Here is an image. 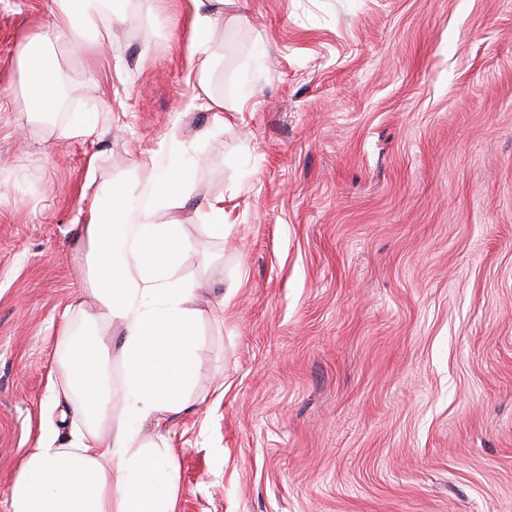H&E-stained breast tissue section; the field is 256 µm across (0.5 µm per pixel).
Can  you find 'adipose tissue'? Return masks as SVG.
I'll use <instances>...</instances> for the list:
<instances>
[{
  "label": "adipose tissue",
  "instance_id": "ef3b65f1",
  "mask_svg": "<svg viewBox=\"0 0 512 512\" xmlns=\"http://www.w3.org/2000/svg\"><path fill=\"white\" fill-rule=\"evenodd\" d=\"M188 67L203 80L208 69L214 14L211 0H193ZM88 0H57L53 25L28 38L20 61L28 79V114L37 116L58 97L48 49L90 26ZM139 182L152 191L147 205L129 209V190L94 191L79 246L84 286L105 321L119 320L128 366L126 420L113 428L110 359L100 344L73 346L74 307L62 315L59 359L65 390L85 424L66 446L39 439L26 455L9 493V512H177L174 452L165 435L142 440L140 428H161L188 405L195 352V291L176 276L189 250L181 227L158 215L182 205L187 188L162 173L155 157L139 164Z\"/></svg>",
  "mask_w": 512,
  "mask_h": 512
}]
</instances>
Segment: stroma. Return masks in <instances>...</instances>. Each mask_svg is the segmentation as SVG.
Instances as JSON below:
<instances>
[{
    "instance_id": "obj_1",
    "label": "stroma",
    "mask_w": 512,
    "mask_h": 512,
    "mask_svg": "<svg viewBox=\"0 0 512 512\" xmlns=\"http://www.w3.org/2000/svg\"><path fill=\"white\" fill-rule=\"evenodd\" d=\"M191 0H112L54 47L67 110L28 120L18 56L55 0H0V512L70 439L61 314L89 181L184 146L191 406L163 429L179 512H512V0H224L190 79ZM223 122L191 108L199 89ZM113 426L125 421L122 329ZM197 209L201 217L209 222L205 225L210 226L219 234H224V199L223 197H215L207 199L203 203L197 205Z\"/></svg>"
}]
</instances>
